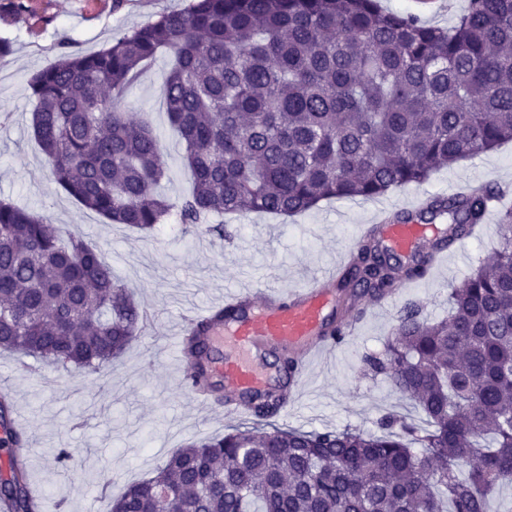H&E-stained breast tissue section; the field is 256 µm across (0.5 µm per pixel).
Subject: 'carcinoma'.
<instances>
[{"mask_svg": "<svg viewBox=\"0 0 512 512\" xmlns=\"http://www.w3.org/2000/svg\"><path fill=\"white\" fill-rule=\"evenodd\" d=\"M168 58L162 97L183 145L190 192L155 191L166 177L160 139L131 119L126 92ZM31 131L55 183L111 224L143 233L177 215L288 217L331 198H369L420 184L461 160L512 142V0H468L448 28L378 0H190L124 31L94 54L68 52L28 81ZM499 190L436 196L401 224H446L450 249L484 222ZM491 257L448 291V317L400 311L369 370L427 417L389 415L378 431L306 432L272 424L281 387L245 400L251 427L175 449L131 485L119 512H487L512 483V210ZM429 261L405 263L369 230L337 288L347 309L376 301ZM144 311L112 266L50 216L0 199V349L71 372L112 364L142 331ZM208 327L182 340L192 386L209 395ZM0 475L7 512H40L9 399L0 396Z\"/></svg>", "mask_w": 512, "mask_h": 512, "instance_id": "obj_1", "label": "carcinoma"}]
</instances>
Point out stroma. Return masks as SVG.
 Masks as SVG:
<instances>
[{"mask_svg": "<svg viewBox=\"0 0 512 512\" xmlns=\"http://www.w3.org/2000/svg\"><path fill=\"white\" fill-rule=\"evenodd\" d=\"M34 15L0 17V39L12 45L0 60V198L53 218L63 235L83 238L111 264L115 277L151 315L145 333L99 373L74 374L30 357L0 351V391L14 408L27 439L28 470L46 512H110L113 500L134 482L152 476L170 453L190 440L223 433L229 422L196 405L180 383L186 369L161 346L181 335L193 311L221 304L240 287L279 293L304 285L354 247L357 233L374 213L408 208L416 191L449 195L461 186H499L506 196L488 209L481 230L448 252L440 268L412 287L399 289L396 305L421 306L430 318L448 314L450 285L460 282L495 245V226L512 208V142L436 171L420 186L373 199H333L293 217L252 213L228 221L219 239L170 219L146 236L110 224L81 207L54 182L34 141L27 82L68 51L93 53L129 28L185 8L188 0H35ZM383 9L420 14L431 24L451 26L468 0H379ZM167 61L149 62L131 85L125 103L131 117L148 113L161 144L168 178L163 192H188L177 135L161 100ZM397 315L368 308L356 335L346 337L328 362L312 365L281 428L305 431L375 430L393 412L422 423L424 415L386 377L365 370L362 359L381 353ZM73 449L74 465L57 459Z\"/></svg>", "mask_w": 512, "mask_h": 512, "instance_id": "35a3bbf8", "label": "stroma"}]
</instances>
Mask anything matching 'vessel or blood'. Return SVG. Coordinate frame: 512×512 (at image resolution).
I'll use <instances>...</instances> for the list:
<instances>
[{"mask_svg": "<svg viewBox=\"0 0 512 512\" xmlns=\"http://www.w3.org/2000/svg\"><path fill=\"white\" fill-rule=\"evenodd\" d=\"M375 226L386 245L403 253L412 252L440 231L436 224H394L385 216L379 217ZM335 280V270L330 267L312 277L307 286L290 289L284 297L268 289L225 295V304L243 309L238 321L215 325L210 331L213 341L227 344L224 364L218 370L224 380L226 416L246 414L238 399L241 391L265 387V375L255 360L260 350L293 351L304 367L314 354L333 347V340L324 336L323 330L335 308Z\"/></svg>", "mask_w": 512, "mask_h": 512, "instance_id": "obj_1", "label": "vessel or blood"}]
</instances>
